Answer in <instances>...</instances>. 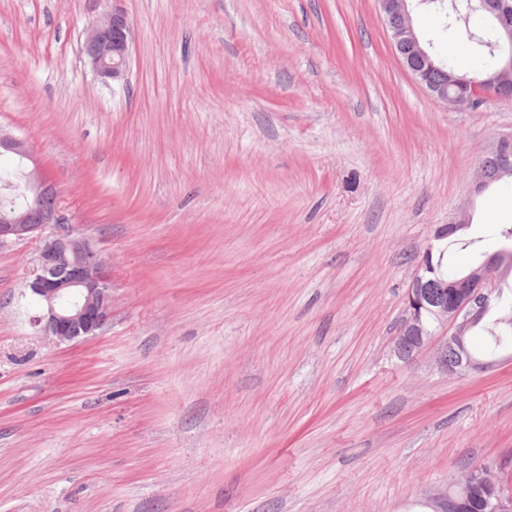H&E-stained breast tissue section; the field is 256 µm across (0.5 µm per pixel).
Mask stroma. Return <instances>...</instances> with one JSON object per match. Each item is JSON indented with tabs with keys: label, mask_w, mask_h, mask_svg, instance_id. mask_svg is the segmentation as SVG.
I'll list each match as a JSON object with an SVG mask.
<instances>
[{
	"label": "stroma",
	"mask_w": 512,
	"mask_h": 512,
	"mask_svg": "<svg viewBox=\"0 0 512 512\" xmlns=\"http://www.w3.org/2000/svg\"><path fill=\"white\" fill-rule=\"evenodd\" d=\"M127 87L80 53L102 0H0V127L110 264L112 322L59 344L0 246V512H419L475 466L512 495V363L394 346L434 230L512 101L454 111L377 0H125Z\"/></svg>",
	"instance_id": "35a3bbf8"
}]
</instances>
